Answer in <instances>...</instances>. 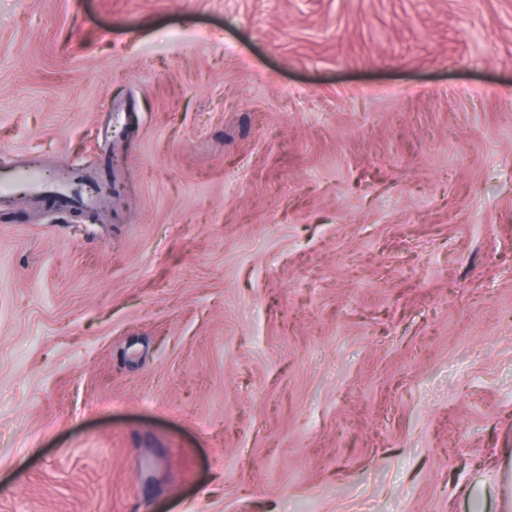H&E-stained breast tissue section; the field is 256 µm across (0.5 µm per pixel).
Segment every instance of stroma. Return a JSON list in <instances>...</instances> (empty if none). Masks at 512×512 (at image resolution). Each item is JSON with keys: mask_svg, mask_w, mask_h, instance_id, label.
I'll return each instance as SVG.
<instances>
[{"mask_svg": "<svg viewBox=\"0 0 512 512\" xmlns=\"http://www.w3.org/2000/svg\"><path fill=\"white\" fill-rule=\"evenodd\" d=\"M0 512H506L512 0H0ZM41 168L38 159H31L19 167H2L0 194L42 195L48 192Z\"/></svg>", "mask_w": 512, "mask_h": 512, "instance_id": "35a3bbf8", "label": "stroma"}]
</instances>
